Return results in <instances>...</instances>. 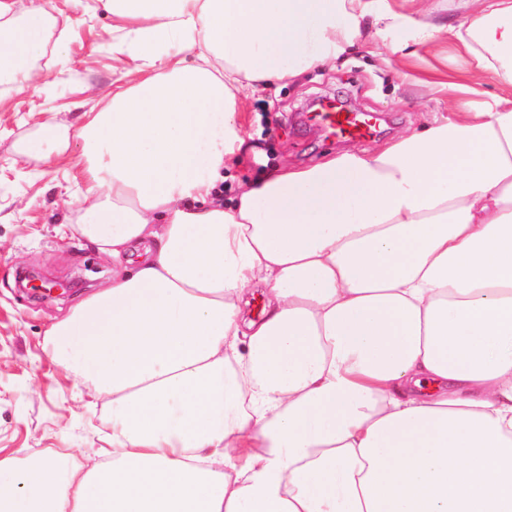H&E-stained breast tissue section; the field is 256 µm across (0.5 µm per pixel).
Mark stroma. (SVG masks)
I'll list each match as a JSON object with an SVG mask.
<instances>
[{"label":"stroma","instance_id":"35a3bbf8","mask_svg":"<svg viewBox=\"0 0 512 512\" xmlns=\"http://www.w3.org/2000/svg\"><path fill=\"white\" fill-rule=\"evenodd\" d=\"M63 35L49 40L27 86L0 83V448L22 449L24 457L50 453L80 456L109 445L105 407L89 406V390L58 367L47 352L51 323L112 280V260L72 234L84 211L87 186L85 142L79 135L83 108L100 110L113 85L136 83L112 58L119 35L98 0H34ZM456 24L469 0H377L385 6ZM473 107L491 102L501 86L477 77L463 49L439 34L414 40L410 30L391 27L362 37L336 59L292 79L259 86L243 107L242 153L225 170L224 195L278 168H298L343 151H374L387 142L453 118L459 87ZM338 98L357 112L382 116L377 134L353 141L329 136L301 119L310 102ZM68 129L66 150L44 147L17 161V149L41 139L48 125ZM36 270L50 280L73 283L70 295L38 298L18 279Z\"/></svg>","mask_w":512,"mask_h":512}]
</instances>
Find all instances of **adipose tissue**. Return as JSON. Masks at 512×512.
Segmentation results:
<instances>
[{
  "mask_svg": "<svg viewBox=\"0 0 512 512\" xmlns=\"http://www.w3.org/2000/svg\"><path fill=\"white\" fill-rule=\"evenodd\" d=\"M105 7L139 80L85 115L76 230L112 283L47 342L112 445L0 453V512H512V97L217 191L256 82L338 58L366 18L512 86V0L458 24L373 0ZM49 27L0 0V74L32 81Z\"/></svg>",
  "mask_w": 512,
  "mask_h": 512,
  "instance_id": "adipose-tissue-1",
  "label": "adipose tissue"
}]
</instances>
